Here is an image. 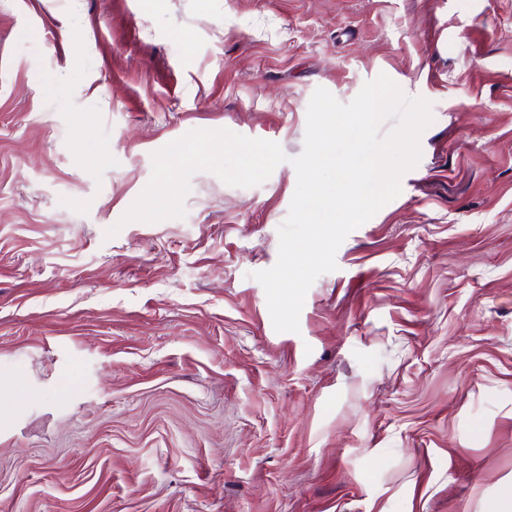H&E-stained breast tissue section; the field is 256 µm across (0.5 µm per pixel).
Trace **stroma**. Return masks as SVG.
Listing matches in <instances>:
<instances>
[{
	"mask_svg": "<svg viewBox=\"0 0 512 512\" xmlns=\"http://www.w3.org/2000/svg\"><path fill=\"white\" fill-rule=\"evenodd\" d=\"M431 104L276 332L316 88ZM288 155L113 226L195 129ZM512 484V0H0V512H491Z\"/></svg>",
	"mask_w": 512,
	"mask_h": 512,
	"instance_id": "35a3bbf8",
	"label": "stroma"
}]
</instances>
